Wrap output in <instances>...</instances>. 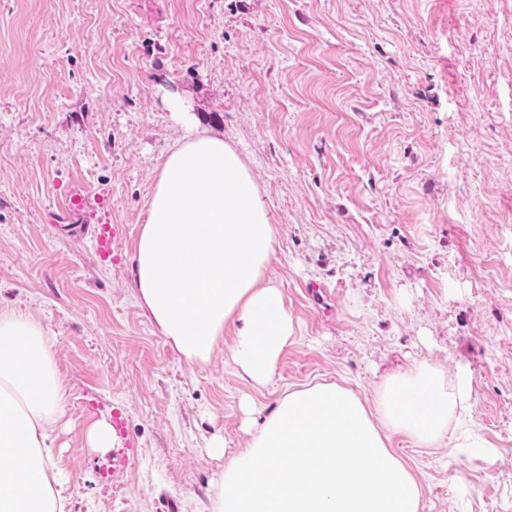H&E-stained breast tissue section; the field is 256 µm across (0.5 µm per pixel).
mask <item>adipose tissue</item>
<instances>
[{
  "label": "adipose tissue",
  "instance_id": "1",
  "mask_svg": "<svg viewBox=\"0 0 512 512\" xmlns=\"http://www.w3.org/2000/svg\"><path fill=\"white\" fill-rule=\"evenodd\" d=\"M275 230L258 183L223 139L195 131L155 179L135 248L136 298L166 341L203 365L233 328L238 374L265 387L295 339L267 276ZM66 391L49 339L0 311V512H63L48 464ZM470 409L467 383L423 363L384 380L374 409L333 383L285 392L214 483V512H419L420 489L385 431L429 447Z\"/></svg>",
  "mask_w": 512,
  "mask_h": 512
}]
</instances>
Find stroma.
Segmentation results:
<instances>
[{
	"instance_id": "35a3bbf8",
	"label": "stroma",
	"mask_w": 512,
	"mask_h": 512,
	"mask_svg": "<svg viewBox=\"0 0 512 512\" xmlns=\"http://www.w3.org/2000/svg\"><path fill=\"white\" fill-rule=\"evenodd\" d=\"M190 124L239 152L275 228L296 336L265 387L237 374L233 330L189 363L135 295ZM80 186L108 193L92 223L123 228L110 261L61 229ZM0 309L43 325L67 390L66 512H211L285 391L371 405L422 363L467 383L471 413L434 448L389 433L420 512H512V0H0ZM116 413L112 448H88Z\"/></svg>"
}]
</instances>
